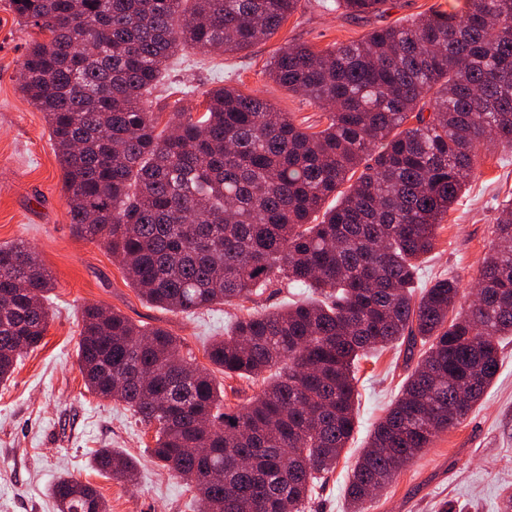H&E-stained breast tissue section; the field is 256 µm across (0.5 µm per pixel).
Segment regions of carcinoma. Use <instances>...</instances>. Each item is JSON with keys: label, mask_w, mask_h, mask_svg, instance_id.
Listing matches in <instances>:
<instances>
[{"label": "carcinoma", "mask_w": 512, "mask_h": 512, "mask_svg": "<svg viewBox=\"0 0 512 512\" xmlns=\"http://www.w3.org/2000/svg\"><path fill=\"white\" fill-rule=\"evenodd\" d=\"M298 2L11 0L34 33L20 88L49 126L75 236L105 244L140 295L172 312L251 301L279 277L312 293L238 317L210 344L212 365L258 387L235 410L168 330L84 309L85 385L155 428V462L195 490L202 512H305L354 433L356 365L401 342L411 356L420 348L417 365L347 489L364 512L371 490L467 418L512 336V200L465 313L449 317L454 277L415 292L418 260L478 153H512V0L280 51L269 75L326 110L319 131L226 87L208 92L202 115L181 109L157 130L144 97L179 48L246 50ZM384 2L322 7L361 18ZM53 286L26 243L0 245V383L44 339ZM96 462L134 484V458L104 448ZM50 494L58 512H108L73 477Z\"/></svg>", "instance_id": "cac0c4a2"}]
</instances>
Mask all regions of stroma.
<instances>
[{
  "label": "stroma",
  "instance_id": "1",
  "mask_svg": "<svg viewBox=\"0 0 512 512\" xmlns=\"http://www.w3.org/2000/svg\"><path fill=\"white\" fill-rule=\"evenodd\" d=\"M320 2L300 0L297 11L268 40L248 50H189L172 56L165 79L147 96L159 126H166L179 108L201 111L208 91L230 87L262 97L298 125L322 129L324 110L270 78L269 64L280 49L306 43L323 50L359 40L376 28L466 7V0H387L382 13L354 19L325 11ZM29 33L9 0H0V244L26 242L54 279L48 301L52 317L42 344L0 383V512H57L49 488L64 474L95 487L110 512H198L193 489L154 464V430L122 405L87 390L77 357L82 313L97 304L138 325L165 328L205 366L209 343L223 336L244 310L220 304L186 314L151 305L128 283L105 245L73 235L45 118L19 88ZM476 168L419 270L423 286L439 275L459 279V313L467 310L471 285L497 243L498 207L512 197V154H480ZM500 357L495 379L469 416L403 467L365 512H443L447 507L499 512L504 490L512 486L511 338L501 341ZM415 365L401 346L360 362L354 434L335 470L316 486L307 512H350L346 490L351 470ZM102 448L138 459L135 485L100 473L95 454Z\"/></svg>",
  "mask_w": 512,
  "mask_h": 512
}]
</instances>
